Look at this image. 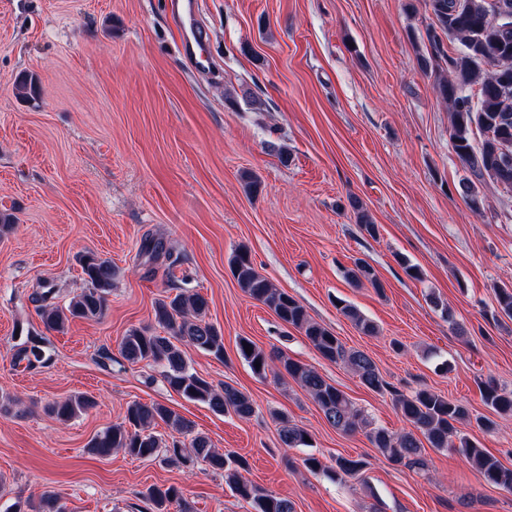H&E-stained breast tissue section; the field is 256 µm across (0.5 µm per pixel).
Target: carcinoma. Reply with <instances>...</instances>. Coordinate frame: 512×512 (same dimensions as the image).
Returning <instances> with one entry per match:
<instances>
[{
  "label": "carcinoma",
  "mask_w": 512,
  "mask_h": 512,
  "mask_svg": "<svg viewBox=\"0 0 512 512\" xmlns=\"http://www.w3.org/2000/svg\"><path fill=\"white\" fill-rule=\"evenodd\" d=\"M434 26L428 31L431 59L445 64V74L436 84L439 97L448 104L452 148L460 161L475 175L492 178L512 191V0H429ZM457 40L461 49L450 55L444 51L439 34ZM476 85L477 103H472L466 89ZM483 133L479 148L470 140V130ZM230 266L241 290L250 298L268 305L285 324L298 330L320 357L332 364L343 365L359 377L361 383L375 392L387 387L373 359L364 351L347 347L328 328L314 321L306 309L288 293L274 285L256 269L248 251L240 249L230 258ZM82 274L86 287L63 306L47 305L54 288L42 292L38 315L49 331L62 332L70 321L99 320L106 308V295L112 289L116 270L112 263L93 253L82 258ZM352 283H369L381 288L373 269L361 260L346 270ZM498 315L512 320V288L496 292ZM339 312L365 335L376 327L351 304L336 303ZM207 300L198 293L179 292L169 300L155 303L154 320L163 329L160 335L147 328L131 329L123 336L119 351L129 363L149 360L164 366L168 386L189 401L207 404L217 414H234L248 419L255 407L245 393L225 383L214 385L191 369L183 347L192 346L224 359L223 336L205 320ZM251 353L238 344L239 356L258 375L277 371L298 383L317 404L326 421L343 433L365 432L370 443L387 460L409 468L426 467V448H453L463 455L492 486L512 490V467L504 466L494 455L459 433L457 424L470 418L467 407L453 402L428 388L409 395L398 394L395 406L409 430L393 433L372 426L371 420L347 395L326 380L316 369L285 355L272 356L251 340H246ZM261 366H255V363ZM482 401L501 417H512V391L507 392L493 381L481 387ZM95 401L77 395L57 401L51 412L57 419L70 420L87 412ZM279 435L287 448L308 445V431L277 416ZM171 430L165 440L154 433L158 424ZM122 450L136 458H151L166 452V459L189 469L199 461L224 473L233 493L251 504L254 512H294L292 503L265 492L242 478L243 459L218 452L208 436L195 431L191 421L159 404L133 402L126 408L124 419L94 437L88 444L90 453L107 457L112 450ZM155 512H167V505L177 504L181 512H192L175 486H152L146 492ZM59 495L51 490L40 494L35 512H65Z\"/></svg>",
  "instance_id": "cac0c4a2"
}]
</instances>
